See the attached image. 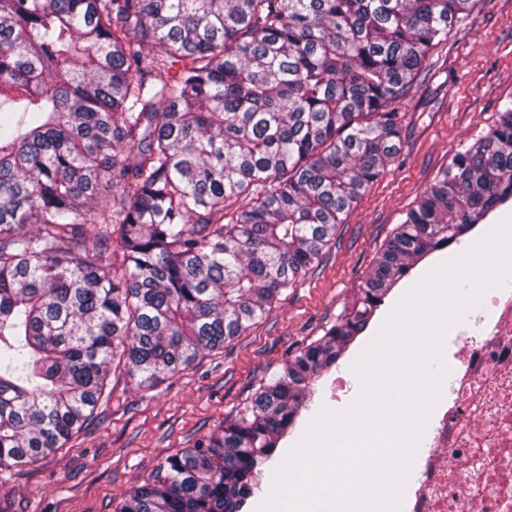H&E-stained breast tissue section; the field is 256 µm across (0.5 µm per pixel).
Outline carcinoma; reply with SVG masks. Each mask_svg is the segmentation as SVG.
Returning a JSON list of instances; mask_svg holds the SVG:
<instances>
[{
    "label": "carcinoma",
    "instance_id": "cac0c4a2",
    "mask_svg": "<svg viewBox=\"0 0 512 512\" xmlns=\"http://www.w3.org/2000/svg\"><path fill=\"white\" fill-rule=\"evenodd\" d=\"M472 0H0V471L148 391L306 276L401 141L394 104ZM512 199V102L351 308L115 512H241L320 372ZM121 268L112 270V245Z\"/></svg>",
    "mask_w": 512,
    "mask_h": 512
}]
</instances>
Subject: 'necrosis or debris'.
I'll list each match as a JSON object with an SVG mask.
<instances>
[{"label":"necrosis or debris","instance_id":"1","mask_svg":"<svg viewBox=\"0 0 512 512\" xmlns=\"http://www.w3.org/2000/svg\"><path fill=\"white\" fill-rule=\"evenodd\" d=\"M480 285L494 289L475 316L481 336L441 379L396 502L374 489L382 512H512V282Z\"/></svg>","mask_w":512,"mask_h":512}]
</instances>
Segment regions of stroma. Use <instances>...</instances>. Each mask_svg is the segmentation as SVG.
<instances>
[{
    "mask_svg": "<svg viewBox=\"0 0 512 512\" xmlns=\"http://www.w3.org/2000/svg\"><path fill=\"white\" fill-rule=\"evenodd\" d=\"M511 99L512 0H476L398 102L400 151L344 214L317 267L233 342L202 354L152 390H138L123 366H112L108 396L92 424L39 464L0 472V512H114L168 457L216 431L263 379L281 371L292 351L323 336L350 308L392 229L452 156L485 133ZM462 248L457 242L435 253L405 279L383 306L380 323L317 382L295 432L266 464L242 512H258L268 502L276 470L322 409L346 414L356 407L362 386L348 377L350 366L406 294Z\"/></svg>",
    "mask_w": 512,
    "mask_h": 512,
    "instance_id": "stroma-1",
    "label": "stroma"
}]
</instances>
